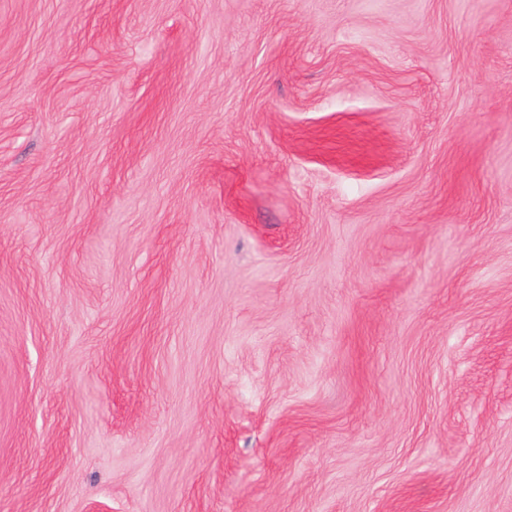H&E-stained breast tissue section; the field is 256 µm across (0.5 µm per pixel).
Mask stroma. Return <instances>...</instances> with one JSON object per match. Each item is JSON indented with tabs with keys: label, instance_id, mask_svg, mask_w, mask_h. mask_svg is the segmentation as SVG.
Masks as SVG:
<instances>
[{
	"label": "stroma",
	"instance_id": "obj_1",
	"mask_svg": "<svg viewBox=\"0 0 512 512\" xmlns=\"http://www.w3.org/2000/svg\"><path fill=\"white\" fill-rule=\"evenodd\" d=\"M0 512H512V0H0Z\"/></svg>",
	"mask_w": 512,
	"mask_h": 512
}]
</instances>
